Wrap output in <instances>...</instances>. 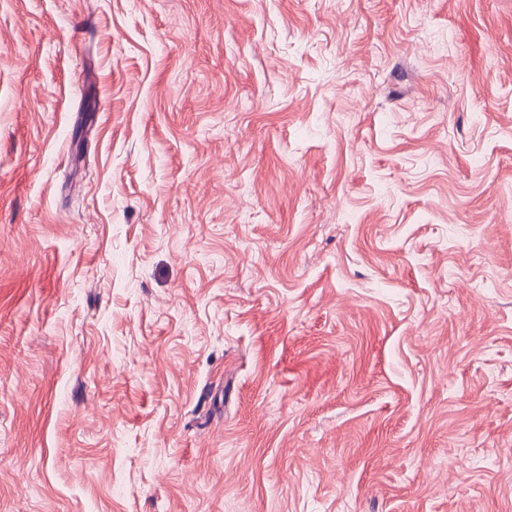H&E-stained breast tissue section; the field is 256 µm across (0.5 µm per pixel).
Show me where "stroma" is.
Wrapping results in <instances>:
<instances>
[{"label":"stroma","instance_id":"1","mask_svg":"<svg viewBox=\"0 0 512 512\" xmlns=\"http://www.w3.org/2000/svg\"><path fill=\"white\" fill-rule=\"evenodd\" d=\"M0 512H512V0H0Z\"/></svg>","mask_w":512,"mask_h":512}]
</instances>
